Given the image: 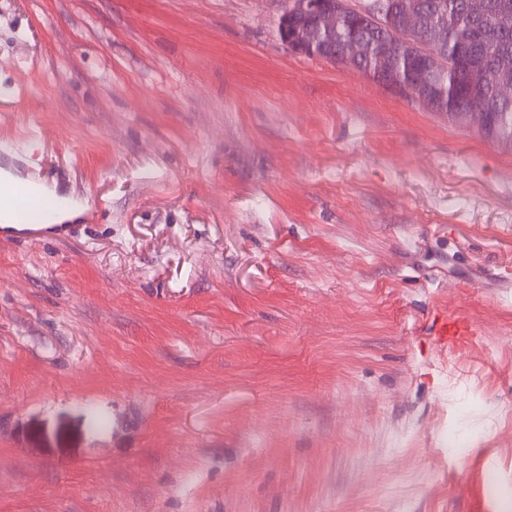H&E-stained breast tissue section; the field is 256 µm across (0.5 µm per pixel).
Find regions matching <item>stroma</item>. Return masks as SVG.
Here are the masks:
<instances>
[{"label": "stroma", "instance_id": "35a3bbf8", "mask_svg": "<svg viewBox=\"0 0 512 512\" xmlns=\"http://www.w3.org/2000/svg\"><path fill=\"white\" fill-rule=\"evenodd\" d=\"M283 7L0 0V512H512V152ZM23 155L20 141L15 137H4L0 141V202L10 213L12 226L0 227L2 241L17 238L42 240L60 239L70 235L78 224H43L56 216L57 202L38 190L36 184L10 180L12 167ZM471 335L472 333L466 322L451 311L439 318L435 325L434 336L441 345H447L448 343L451 345L461 344L464 342L465 336Z\"/></svg>", "mask_w": 512, "mask_h": 512}]
</instances>
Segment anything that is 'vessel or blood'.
Listing matches in <instances>:
<instances>
[{
  "label": "vessel or blood",
  "mask_w": 512,
  "mask_h": 512,
  "mask_svg": "<svg viewBox=\"0 0 512 512\" xmlns=\"http://www.w3.org/2000/svg\"><path fill=\"white\" fill-rule=\"evenodd\" d=\"M22 155L17 138L0 139V203L8 207L11 217L10 226L0 227V239H60L70 235L73 225L54 221L57 211L54 199L40 192L35 184L11 180L12 168ZM469 333L466 322L452 312L439 318L434 330L437 342L442 345L463 343Z\"/></svg>",
  "instance_id": "1"
}]
</instances>
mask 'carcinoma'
I'll list each match as a JSON object with an SVG mask.
<instances>
[{
	"label": "carcinoma",
	"instance_id": "obj_1",
	"mask_svg": "<svg viewBox=\"0 0 512 512\" xmlns=\"http://www.w3.org/2000/svg\"><path fill=\"white\" fill-rule=\"evenodd\" d=\"M483 16H474L469 0H393L399 9L410 8L420 17L416 41L423 48L442 38L439 100L448 107V119L475 107L487 111L483 134L512 151V98L497 93L502 80L512 81V0H486ZM362 39L374 51L357 63L367 76H388L408 82L419 58L389 40L387 32L355 10L336 17V32L326 52H337L343 43Z\"/></svg>",
	"mask_w": 512,
	"mask_h": 512
}]
</instances>
